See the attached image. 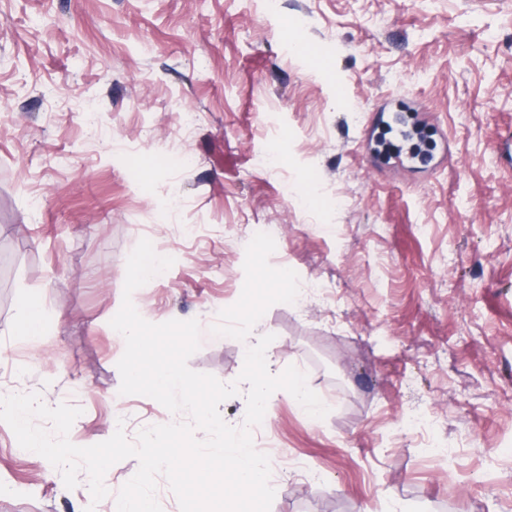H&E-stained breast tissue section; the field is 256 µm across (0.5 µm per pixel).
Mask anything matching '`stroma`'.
I'll return each mask as SVG.
<instances>
[{
    "mask_svg": "<svg viewBox=\"0 0 512 512\" xmlns=\"http://www.w3.org/2000/svg\"><path fill=\"white\" fill-rule=\"evenodd\" d=\"M400 97L436 167L373 166L366 115ZM144 238L174 263L132 302L198 321L189 367L239 385L226 423L257 331L329 410L271 395L270 512H512V0H0V396L80 407L78 446L177 419L120 392ZM410 410L447 461L394 432ZM88 481L0 422V512H107ZM45 311V306L40 296H28L25 312L16 324L18 332L29 341L36 342L44 331L43 320Z\"/></svg>",
    "mask_w": 512,
    "mask_h": 512,
    "instance_id": "stroma-1",
    "label": "stroma"
}]
</instances>
